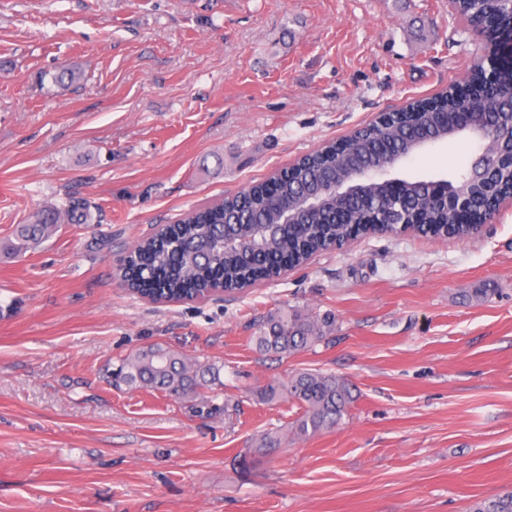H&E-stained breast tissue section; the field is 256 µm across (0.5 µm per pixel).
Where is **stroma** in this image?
Here are the masks:
<instances>
[{
	"mask_svg": "<svg viewBox=\"0 0 512 512\" xmlns=\"http://www.w3.org/2000/svg\"><path fill=\"white\" fill-rule=\"evenodd\" d=\"M486 56L448 0H0V512H467L512 490V205L473 237L363 236L234 295L153 303L117 278L158 225ZM478 150L440 142L401 173ZM70 196L91 223L4 251ZM287 305L334 314L329 342L257 352ZM156 342L223 362L219 412L113 384ZM300 370L354 395L304 439L295 403L260 397Z\"/></svg>",
	"mask_w": 512,
	"mask_h": 512,
	"instance_id": "obj_1",
	"label": "stroma"
}]
</instances>
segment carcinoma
Wrapping results in <instances>:
<instances>
[{"label": "carcinoma", "instance_id": "1", "mask_svg": "<svg viewBox=\"0 0 512 512\" xmlns=\"http://www.w3.org/2000/svg\"><path fill=\"white\" fill-rule=\"evenodd\" d=\"M481 5V0H458L455 10L462 20L471 22ZM499 10L500 33L512 34V0H501ZM418 111L427 128L450 131L457 123L459 107L453 95L441 93L434 106L420 107ZM412 139L406 123L385 122L363 128L355 138V148L357 155L368 159L398 150L410 153L414 150ZM328 174H336V154L330 146L299 158L295 171L283 173L276 182L275 193L283 199L292 198L309 188L315 178ZM269 192L265 183L252 185L215 204L192 209L163 231L142 238L127 253L119 271L125 287L148 300H190L220 285L230 295L280 273L285 257L288 265L300 266L313 254L354 233H398L393 227L364 223L365 212L352 201L346 204L349 223H327L328 214L336 210V197L332 195L325 198L323 210L309 214L307 223L274 231L271 225L278 223V218L274 207L268 205ZM88 217L85 202L71 197L57 208L42 210L33 222L17 225L9 250L19 253L32 249L54 234L58 225L84 224ZM427 217L425 234L467 235L464 228L450 223V217L437 210L428 212ZM240 238L253 240L249 253H242L235 244ZM334 326L335 319L328 314L283 307L263 320L255 336L256 349L263 354L288 357L328 340ZM222 370V362L190 359L155 343L125 356L113 376L129 388H150L178 400L208 405L224 387ZM260 395L267 401L285 399L299 406L291 432L301 438L336 427L351 402L350 387L344 378L313 370L274 380ZM469 512H512V491L480 500Z\"/></svg>", "mask_w": 512, "mask_h": 512}]
</instances>
